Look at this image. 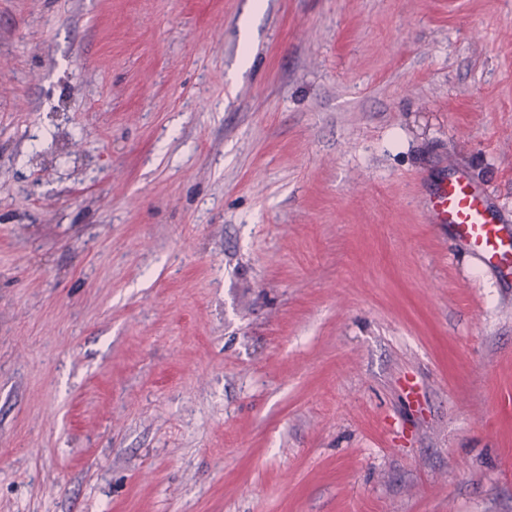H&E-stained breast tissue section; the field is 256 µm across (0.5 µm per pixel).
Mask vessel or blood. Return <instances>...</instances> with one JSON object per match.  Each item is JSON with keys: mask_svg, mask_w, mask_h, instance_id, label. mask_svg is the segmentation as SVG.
<instances>
[{"mask_svg": "<svg viewBox=\"0 0 512 512\" xmlns=\"http://www.w3.org/2000/svg\"><path fill=\"white\" fill-rule=\"evenodd\" d=\"M426 219L447 225L454 239L483 267L512 278V223L465 170L434 186L426 203Z\"/></svg>", "mask_w": 512, "mask_h": 512, "instance_id": "1", "label": "vessel or blood"}]
</instances>
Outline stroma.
<instances>
[{"label": "stroma", "instance_id": "stroma-1", "mask_svg": "<svg viewBox=\"0 0 512 512\" xmlns=\"http://www.w3.org/2000/svg\"><path fill=\"white\" fill-rule=\"evenodd\" d=\"M264 4L0 0V512H512V0ZM426 219L448 224V232L483 267L512 278V226L465 170L458 169L434 186Z\"/></svg>", "mask_w": 512, "mask_h": 512}]
</instances>
